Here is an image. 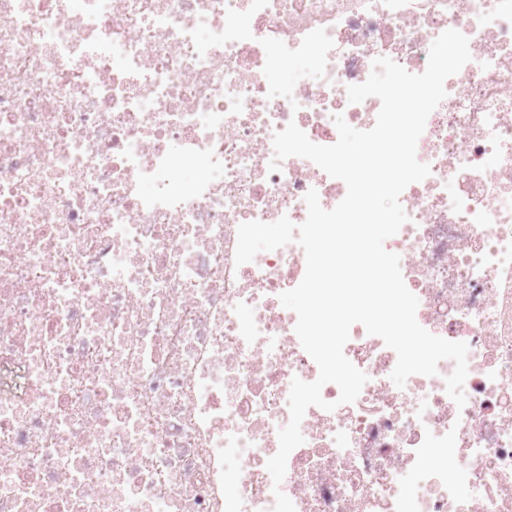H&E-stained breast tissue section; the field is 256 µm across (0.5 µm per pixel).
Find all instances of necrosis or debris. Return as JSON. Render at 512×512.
<instances>
[{
  "mask_svg": "<svg viewBox=\"0 0 512 512\" xmlns=\"http://www.w3.org/2000/svg\"><path fill=\"white\" fill-rule=\"evenodd\" d=\"M449 29L471 60L384 247L418 323L467 343L466 403L453 361L397 387L354 324L368 381L323 387L337 407L307 410L274 485L291 383L319 375L279 299L306 258L236 265L238 227L304 222L311 189L334 208L313 162L270 171L275 133L371 129L348 85L379 57L424 72ZM278 489L296 512H512V0H0V512H271Z\"/></svg>",
  "mask_w": 512,
  "mask_h": 512,
  "instance_id": "obj_1",
  "label": "necrosis or debris"
}]
</instances>
